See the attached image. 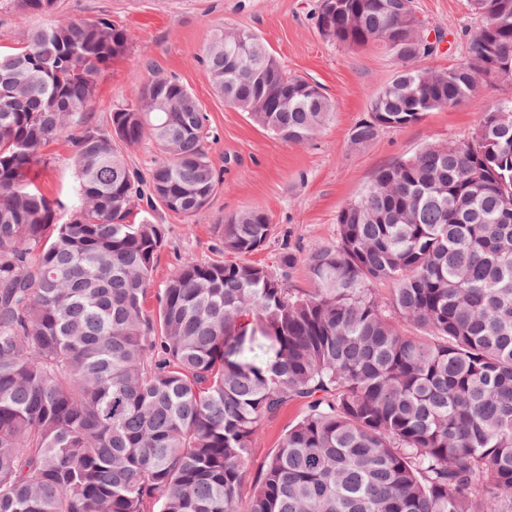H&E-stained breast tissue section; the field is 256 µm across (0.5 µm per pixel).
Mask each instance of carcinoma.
<instances>
[{
  "label": "carcinoma",
  "instance_id": "cac0c4a2",
  "mask_svg": "<svg viewBox=\"0 0 512 512\" xmlns=\"http://www.w3.org/2000/svg\"><path fill=\"white\" fill-rule=\"evenodd\" d=\"M468 4L469 56L439 69L421 65L436 44L417 53L411 0H318L326 40L379 43L399 63L354 142L512 81V0ZM129 45L98 18L0 53V512H236L254 434L296 401L306 411L248 512H512V101L479 113L470 139L381 169L305 258L312 288L289 287L287 246L271 266L241 260L274 233L244 209L218 227L227 259H182L154 319L152 211L195 217L219 175L206 114L159 68L108 128L89 125L95 84ZM202 63L227 105L284 142L334 111L252 32H216ZM63 136L68 208L32 179ZM146 139L162 158L143 172L124 149Z\"/></svg>",
  "mask_w": 512,
  "mask_h": 512
}]
</instances>
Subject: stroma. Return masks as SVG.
<instances>
[{
	"label": "stroma",
	"instance_id": "obj_1",
	"mask_svg": "<svg viewBox=\"0 0 512 512\" xmlns=\"http://www.w3.org/2000/svg\"><path fill=\"white\" fill-rule=\"evenodd\" d=\"M316 5L317 0H57L54 14L48 15L22 9L15 0H0L2 51L20 46L56 19L105 18L130 32L128 52L98 80L87 113L90 125L106 127L113 107L132 98L153 64L190 88L207 115L210 156L222 182L192 219L161 208L155 212L165 244L154 262L148 310H157L159 295L181 258L222 259L218 226L243 209L265 212L275 226L270 243L249 254V261L273 264L281 245H289L299 258L289 284L308 288L304 258L335 239L338 212L362 196L380 169L429 145L470 139L478 113L512 101V81L495 82L476 99L428 113L402 128L382 130L371 143H353L352 128L367 118L373 97L393 78L398 61L382 45L349 47L324 39L315 25ZM413 7L444 34L438 53L424 59V66L445 68L467 57L463 32L475 30L478 20L470 15L466 0H413ZM226 26L259 34L289 72L317 83L334 100L335 112L312 141L282 142L214 92L200 58L213 33ZM72 153L69 139H58L48 148V162L37 176L40 189L65 204L77 181ZM303 410L302 404H290L256 432L239 491V512H247L257 474Z\"/></svg>",
	"mask_w": 512,
	"mask_h": 512
}]
</instances>
